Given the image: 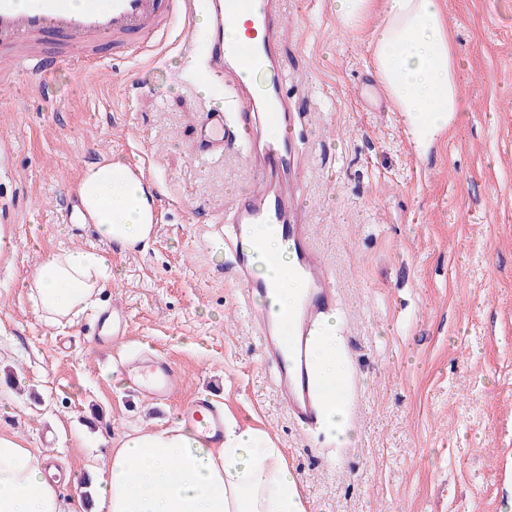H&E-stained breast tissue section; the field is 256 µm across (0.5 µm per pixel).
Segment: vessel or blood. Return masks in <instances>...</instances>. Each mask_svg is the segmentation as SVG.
I'll return each instance as SVG.
<instances>
[{
	"mask_svg": "<svg viewBox=\"0 0 512 512\" xmlns=\"http://www.w3.org/2000/svg\"><path fill=\"white\" fill-rule=\"evenodd\" d=\"M206 8L207 66L197 76L205 82L212 75H223L234 91V111L208 109L200 128L201 141L212 155L223 154L229 145L251 147L250 161L259 183L232 206L230 227L212 224L206 233L213 237L230 233L232 257L227 267L247 298L267 289L252 277L257 259L253 226L275 225L293 247L297 257L294 274L306 288L300 308L278 324L260 308L254 310L253 321L264 353L276 368L275 384L289 414L299 424L311 426L317 421L316 404L324 393L312 382L309 346L319 320L336 301V291L322 271V255L310 243L309 226L290 186L300 160L294 98L286 89L288 73L277 53L283 27L279 5L277 0H207ZM195 10V0H83L76 9L63 6L61 0H34L24 7L15 0H0V52L26 50L25 69L42 75L58 60L75 65L92 61L96 47L106 39L116 43L133 37V44L126 48L133 56L153 50L171 36L180 21L184 24L182 47L191 53L195 50ZM239 21L245 23L248 35L228 59L224 27ZM262 125L280 129L281 139L261 141L258 128ZM98 321L112 327L110 336L94 334L98 347L116 346L129 334L126 311L119 305L107 307ZM125 380L158 405L166 404L182 384L181 374L158 355L135 363L126 371ZM179 417L185 426L198 428L210 445H223L224 411L210 395H199L181 407Z\"/></svg>",
	"mask_w": 512,
	"mask_h": 512,
	"instance_id": "vessel-or-blood-1",
	"label": "vessel or blood"
}]
</instances>
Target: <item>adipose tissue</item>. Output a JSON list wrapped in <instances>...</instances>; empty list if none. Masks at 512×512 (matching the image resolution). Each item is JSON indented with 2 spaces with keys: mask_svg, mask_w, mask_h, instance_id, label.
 <instances>
[{
  "mask_svg": "<svg viewBox=\"0 0 512 512\" xmlns=\"http://www.w3.org/2000/svg\"><path fill=\"white\" fill-rule=\"evenodd\" d=\"M367 46L373 72L401 112L411 144L417 152L430 151L463 114L441 0H385ZM79 194L102 239L127 250L147 243L154 194L142 179L126 174L122 161L88 167ZM254 233L262 244L256 274L273 282L270 309L285 315L298 300L288 277L291 257L270 226L256 225ZM111 278L105 253L63 250L42 259L29 286L36 311L58 320L76 314ZM311 362L318 385L329 392L318 410L320 431L352 441L343 426L342 398L332 392L346 373L335 316L326 318ZM55 473L17 434L0 433V512H79V505L68 507L60 499ZM96 479L94 512H311L281 449L251 429L230 435L219 448L182 426L136 430L120 439Z\"/></svg>",
  "mask_w": 512,
  "mask_h": 512,
  "instance_id": "adipose-tissue-1",
  "label": "adipose tissue"
}]
</instances>
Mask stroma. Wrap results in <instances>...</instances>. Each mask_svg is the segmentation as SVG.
Wrapping results in <instances>:
<instances>
[{
	"label": "stroma",
	"instance_id": "35a3bbf8",
	"mask_svg": "<svg viewBox=\"0 0 512 512\" xmlns=\"http://www.w3.org/2000/svg\"><path fill=\"white\" fill-rule=\"evenodd\" d=\"M465 117L428 154L371 72L366 34L331 0H280V53L296 97L304 175L295 190L336 285L343 403L356 439H327L282 404L244 302L201 229L223 223L256 182L242 148L208 154L209 107L232 111L222 77L194 87L177 46L103 50L94 71L56 65L50 93L0 65V433L51 455L64 501L92 512L87 466L105 468L127 432L176 426L210 394L237 428L267 433L313 512H512V0H442ZM143 165L158 227L131 252L55 203L84 167ZM105 252L112 280L77 316L36 312L29 275L51 251ZM125 307L120 350L90 343L98 314ZM155 352L184 381L156 407L128 393L127 360Z\"/></svg>",
	"mask_w": 512,
	"mask_h": 512
}]
</instances>
